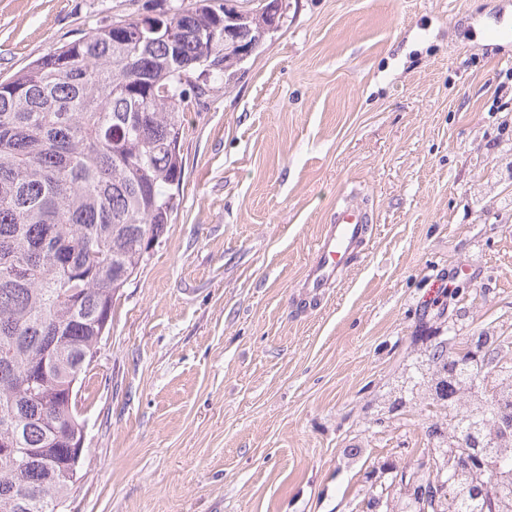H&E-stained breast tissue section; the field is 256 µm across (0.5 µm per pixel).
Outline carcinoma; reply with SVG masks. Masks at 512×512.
I'll return each instance as SVG.
<instances>
[{"instance_id":"cac0c4a2","label":"carcinoma","mask_w":512,"mask_h":512,"mask_svg":"<svg viewBox=\"0 0 512 512\" xmlns=\"http://www.w3.org/2000/svg\"><path fill=\"white\" fill-rule=\"evenodd\" d=\"M253 0H190L154 16L128 15L90 29L0 82V441L17 431L22 452L0 455V512H56L74 483L59 475L75 433L61 399L99 349L112 304L148 260L177 209L186 112L205 88L230 84L240 59L224 51L237 11L264 28ZM503 360L500 400L512 399V346L491 336ZM459 371L456 411L482 423L500 461L499 512H512V439L494 429ZM438 369L415 368L419 389ZM458 423L435 425L451 449ZM463 496L441 512H474Z\"/></svg>"}]
</instances>
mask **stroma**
Segmentation results:
<instances>
[{"mask_svg": "<svg viewBox=\"0 0 512 512\" xmlns=\"http://www.w3.org/2000/svg\"><path fill=\"white\" fill-rule=\"evenodd\" d=\"M179 0H0V81ZM171 224L79 379L61 512H368L447 412L402 376L464 330L512 336V0H286L237 80L187 114ZM365 246L310 303L337 206Z\"/></svg>", "mask_w": 512, "mask_h": 512, "instance_id": "stroma-1", "label": "stroma"}]
</instances>
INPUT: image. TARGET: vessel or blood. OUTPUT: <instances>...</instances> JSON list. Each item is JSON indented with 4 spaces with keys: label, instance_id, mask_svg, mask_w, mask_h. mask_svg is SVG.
<instances>
[{
    "label": "vessel or blood",
    "instance_id": "1",
    "mask_svg": "<svg viewBox=\"0 0 512 512\" xmlns=\"http://www.w3.org/2000/svg\"><path fill=\"white\" fill-rule=\"evenodd\" d=\"M371 221L367 209L350 204L338 209L329 224L323 226L303 280L308 294L320 296L336 282L348 258L366 240Z\"/></svg>",
    "mask_w": 512,
    "mask_h": 512
}]
</instances>
